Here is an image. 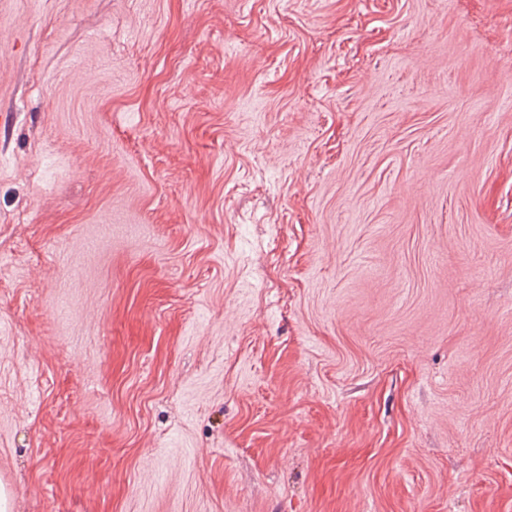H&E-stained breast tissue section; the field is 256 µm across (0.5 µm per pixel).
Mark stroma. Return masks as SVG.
Listing matches in <instances>:
<instances>
[{
    "mask_svg": "<svg viewBox=\"0 0 512 512\" xmlns=\"http://www.w3.org/2000/svg\"><path fill=\"white\" fill-rule=\"evenodd\" d=\"M5 512H512V0H0Z\"/></svg>",
    "mask_w": 512,
    "mask_h": 512,
    "instance_id": "1",
    "label": "stroma"
}]
</instances>
